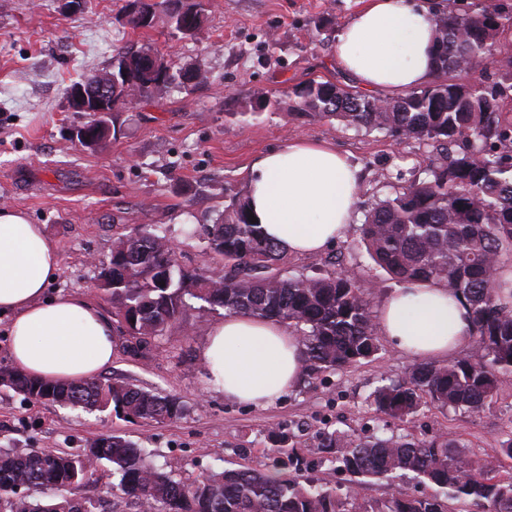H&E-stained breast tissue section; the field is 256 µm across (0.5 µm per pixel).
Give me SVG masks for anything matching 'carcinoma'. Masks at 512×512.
<instances>
[{
  "label": "carcinoma",
  "mask_w": 512,
  "mask_h": 512,
  "mask_svg": "<svg viewBox=\"0 0 512 512\" xmlns=\"http://www.w3.org/2000/svg\"><path fill=\"white\" fill-rule=\"evenodd\" d=\"M175 30L189 14L197 29L206 22L200 4L169 0ZM436 16L434 78L396 99H384L330 81L292 86L296 114L336 121L341 129L383 133L435 150L425 177L375 201L365 211L360 240L374 263L399 283L433 280L468 306L471 350L446 364L420 360L398 379L381 377L369 395L375 412L406 422L425 409L479 412L493 403L504 377L512 375V292L503 281L512 272V53L497 43L512 13L494 0H471ZM182 83V72L138 79L114 100L142 99ZM246 197L233 196L206 228L207 249L224 260V272L179 266L162 231L143 226L112 244V271L101 264L99 286L112 300V328L129 353L145 357L153 339L178 321L190 300L210 312L244 314L288 325L298 338L303 369L312 377L346 370L381 352L377 326L359 277L339 269L326 274L282 268L288 254L251 223ZM5 387L26 400L62 408L104 411L146 422L174 421L186 406L127 382L92 377L49 386L13 368L1 369ZM273 451L264 468L242 467L183 483L157 469L144 449L121 436L102 434L83 453L31 448L0 453V512H80L66 495L101 461L112 464L124 494L148 512H448L456 501L467 512H512V476L493 462L472 456L446 434L428 440L404 436L360 437L317 431L313 447L335 457L345 482L323 485L302 464L286 471L292 435L273 431ZM408 479L379 504L355 488ZM53 494L41 503L15 498V488Z\"/></svg>",
  "instance_id": "obj_1"
}]
</instances>
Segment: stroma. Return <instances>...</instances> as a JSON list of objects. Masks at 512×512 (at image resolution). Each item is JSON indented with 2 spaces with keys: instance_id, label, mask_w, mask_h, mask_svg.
Instances as JSON below:
<instances>
[{
  "instance_id": "stroma-1",
  "label": "stroma",
  "mask_w": 512,
  "mask_h": 512,
  "mask_svg": "<svg viewBox=\"0 0 512 512\" xmlns=\"http://www.w3.org/2000/svg\"><path fill=\"white\" fill-rule=\"evenodd\" d=\"M155 3L154 26L136 30L129 22L133 0H83L76 13L63 0H0V206L23 209L44 225L61 263L52 292L83 295L107 315L112 302L89 258L108 261L113 239L153 224L175 241L182 267L221 266L203 235L185 230L211 223L225 201L245 193L252 164L268 151L298 138L332 141L360 170L362 207L418 177L432 153L414 141L307 120L284 103L289 86L310 79L352 83L336 62L335 42L361 0H201L207 21L191 39L169 26L166 0ZM119 42L151 44L172 68L195 65L202 76L128 105L118 115L117 137L89 151L73 138L89 115L69 109L64 89L110 68ZM260 94L280 108L242 120ZM340 267L359 271L371 311L396 286L374 268L354 224L322 253L288 258L289 270L310 275ZM217 319L198 306L186 308L144 358L132 356L124 339L116 341L109 376L179 398L188 408L181 419L143 422L109 409L31 403L0 386V450L76 452L101 434H116L146 448L157 466L179 461L175 476L186 480L260 466L271 448L268 431L285 425L297 432L294 454L309 475L333 484L343 474L321 461L311 441L323 428L418 439L448 433L489 460L501 433L512 428V377L496 402L477 413L433 407L408 422L379 419L367 400L379 377L403 376L415 361L387 342L377 358L300 380L272 405L237 404L209 387L200 357ZM69 494L97 500L105 512L143 510L120 490L106 462Z\"/></svg>"
}]
</instances>
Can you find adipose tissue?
<instances>
[{
	"instance_id": "adipose-tissue-1",
	"label": "adipose tissue",
	"mask_w": 512,
	"mask_h": 512,
	"mask_svg": "<svg viewBox=\"0 0 512 512\" xmlns=\"http://www.w3.org/2000/svg\"><path fill=\"white\" fill-rule=\"evenodd\" d=\"M437 0H363L336 35L339 66L367 90L395 99L433 77ZM357 169L326 142L305 139L266 152L251 167L252 214L271 242L294 255L323 252L352 223ZM59 253L43 225L0 207V314L8 317L11 365L46 382L78 383L112 363L111 321L78 295L48 297ZM377 328L419 358L460 353L469 342L466 308L434 282L389 291ZM210 384L225 397L266 407L293 389L302 358L285 324L244 315L212 323L201 349Z\"/></svg>"
}]
</instances>
